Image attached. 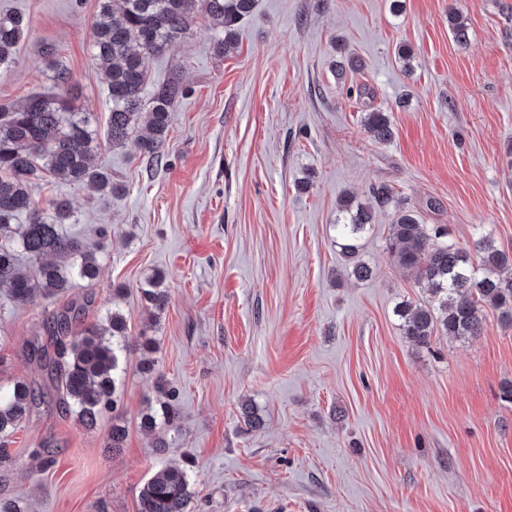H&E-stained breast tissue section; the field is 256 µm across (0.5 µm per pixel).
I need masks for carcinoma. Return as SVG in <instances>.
<instances>
[{"label":"carcinoma","mask_w":512,"mask_h":512,"mask_svg":"<svg viewBox=\"0 0 512 512\" xmlns=\"http://www.w3.org/2000/svg\"><path fill=\"white\" fill-rule=\"evenodd\" d=\"M203 8L214 27L224 32L218 48L232 44L235 26L249 17L255 0H100V19L92 33L94 57L106 65L109 95L108 135L112 145L121 146L136 129L147 126L149 135L137 139L140 153L148 161L162 162L161 145L169 126L170 112L183 95L173 80L156 87L149 105L141 90L146 83L143 57L159 55L188 34L197 8ZM29 29L19 15L0 14V68L13 63L17 47ZM73 85L64 67L54 70L52 88L30 96L18 105L0 104V295L17 306H34L66 294L77 281H91L99 273L97 256L64 230L72 223L68 200L51 203L46 212L35 208L32 180L48 173L66 182L89 185L112 193L121 186L112 173L91 164L97 146L93 113L72 107ZM364 126L374 140L392 136L389 116L369 112ZM372 203H354L350 196L339 201L336 246L348 262L350 274L359 280L371 277L372 268L359 260L360 241L374 226L375 211L394 207L388 226L387 249L397 266L408 272L429 299L414 306L403 303L396 309L404 336L428 346L441 332L466 340L481 335L486 309L499 312L512 324V277L503 269L512 261L498 249L492 234L482 233L475 241L476 253L445 240L444 227L420 223L417 212L397 201L393 189L373 184L368 189ZM26 223L20 224L21 215ZM162 277L147 281L143 296L148 307L162 310L166 292L159 288ZM57 348L49 360L57 382L60 401L87 429L96 427L101 414L117 407L124 368L125 317L114 309L105 320L73 329L68 312L54 316ZM155 383L162 393L159 409L142 416L144 428L155 432L154 447L165 449L172 441L169 430L158 427L157 416L173 425L174 394L164 376ZM36 391L23 381L0 387V444L20 427ZM193 492L187 472L163 467L143 485L138 512H189Z\"/></svg>","instance_id":"cac0c4a2"}]
</instances>
